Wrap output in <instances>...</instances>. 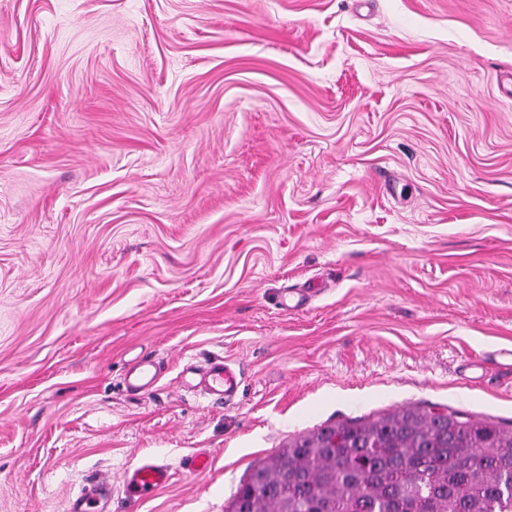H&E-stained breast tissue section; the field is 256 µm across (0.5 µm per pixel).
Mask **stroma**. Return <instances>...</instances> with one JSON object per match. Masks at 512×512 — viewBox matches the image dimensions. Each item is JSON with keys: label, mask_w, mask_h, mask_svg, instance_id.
<instances>
[{"label": "stroma", "mask_w": 512, "mask_h": 512, "mask_svg": "<svg viewBox=\"0 0 512 512\" xmlns=\"http://www.w3.org/2000/svg\"><path fill=\"white\" fill-rule=\"evenodd\" d=\"M501 349L512 0H0V512L97 479L226 512L295 437L409 407L510 428ZM213 357L230 403L178 386ZM145 457L172 478L135 501ZM158 378V363L149 358H142L129 367L125 384L130 392L145 395L153 391Z\"/></svg>", "instance_id": "1"}]
</instances>
